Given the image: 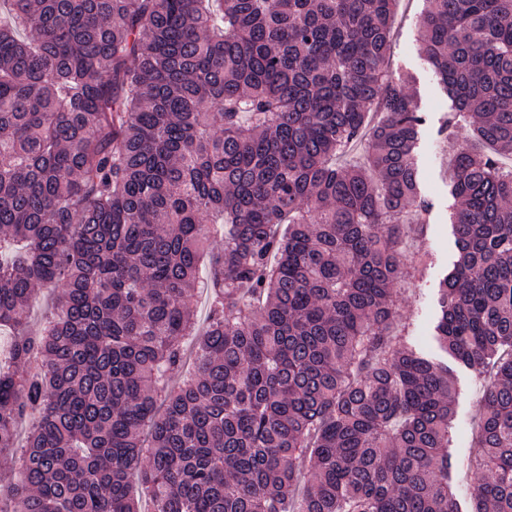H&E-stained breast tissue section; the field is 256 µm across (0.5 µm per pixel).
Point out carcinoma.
Returning a JSON list of instances; mask_svg holds the SVG:
<instances>
[{
    "instance_id": "cac0c4a2",
    "label": "carcinoma",
    "mask_w": 512,
    "mask_h": 512,
    "mask_svg": "<svg viewBox=\"0 0 512 512\" xmlns=\"http://www.w3.org/2000/svg\"><path fill=\"white\" fill-rule=\"evenodd\" d=\"M396 4L0 0L11 512H141L134 472L154 512H461L454 376L393 300L430 208ZM418 43L483 146L449 156L435 336L484 379L471 512H512V0H425Z\"/></svg>"
}]
</instances>
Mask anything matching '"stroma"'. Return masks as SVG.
<instances>
[{
  "label": "stroma",
  "instance_id": "obj_1",
  "mask_svg": "<svg viewBox=\"0 0 512 512\" xmlns=\"http://www.w3.org/2000/svg\"><path fill=\"white\" fill-rule=\"evenodd\" d=\"M423 8L424 0H398L389 76L393 84H408L424 116L413 159L419 192L430 204L422 250L411 247L403 255L414 281L401 289L398 305L407 318L411 345L436 357L440 354L433 337L438 288L457 258V248L450 221L453 200L447 174L449 144L443 133L451 102L416 41L417 20ZM454 377L459 397L451 429V451L458 463L453 489L463 512H468L472 506L468 469L473 458L480 385L475 374L464 367H455Z\"/></svg>",
  "mask_w": 512,
  "mask_h": 512
}]
</instances>
